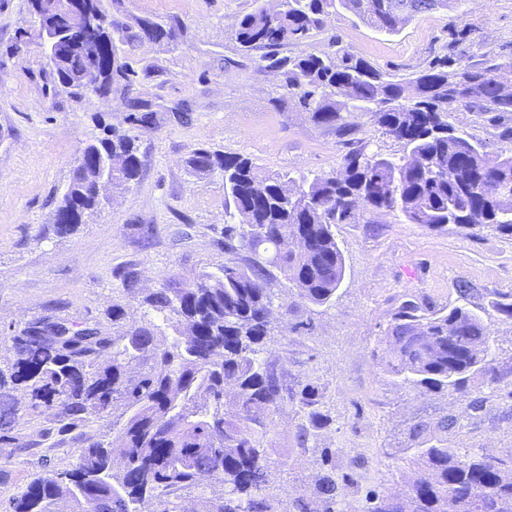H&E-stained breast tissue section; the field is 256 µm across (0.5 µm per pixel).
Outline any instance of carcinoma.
<instances>
[{
    "label": "carcinoma",
    "mask_w": 512,
    "mask_h": 512,
    "mask_svg": "<svg viewBox=\"0 0 512 512\" xmlns=\"http://www.w3.org/2000/svg\"><path fill=\"white\" fill-rule=\"evenodd\" d=\"M275 11L259 6L234 31L246 51L283 78L288 99L318 125L340 137L358 131L355 112L370 114L402 153L385 157L363 148L346 153L329 174H257L240 155L199 148L187 160L197 176L216 171L224 178L229 220L224 252L250 253L246 263L230 260L217 271L165 285L139 287L138 273L123 275V297L148 310L127 321L124 304H112V330L98 320L42 315L7 337L14 362L0 368V447H22L25 424L13 394L23 390L29 415L53 411L67 425L112 419V439H87L77 464L35 475L6 512H59L66 499L73 512H140L146 499L154 512H184L182 502L210 495L208 512H340L342 498L365 492L364 512H512V449L493 456L463 453L448 435L465 427L462 415L486 410L470 382L500 388L512 364L499 359L487 319L512 321V291L500 293L491 309L462 304L437 308L406 295L386 330L379 355L383 371L426 393L453 392L463 414L420 418L407 427L417 471L401 493L364 488L368 458L362 452L336 464L341 449L320 448V468L311 486L284 499L269 479L270 449L263 441L272 415L284 401L297 404L295 437L309 450L333 424L320 386L296 381L285 387L282 358L265 356L275 273L296 287L292 305L322 306L336 297L345 263L336 225L372 223L375 215L401 213L411 224L464 229L492 227L512 237V155L486 160L483 147L448 124L461 107L476 112H512V65L485 56L479 64L463 57L436 56L409 81L399 82L347 47L333 53L283 55L302 44L342 11L387 34L399 32L419 14L446 10L462 0H277ZM39 28L67 27L64 17L36 12ZM110 22L93 39L69 36L59 61L49 66L52 83L71 93L104 97L114 80L131 86L135 71L113 42ZM136 38H173L179 22L138 23ZM129 120L141 130L154 124L148 100H130ZM143 165L138 137L116 130L87 144L54 214L53 228L65 236L95 210L97 181L110 169L112 187L135 180ZM296 236L301 250L285 249ZM175 319L167 338L148 315ZM233 411L226 412L224 407ZM220 491H208L209 483Z\"/></svg>",
    "instance_id": "1"
}]
</instances>
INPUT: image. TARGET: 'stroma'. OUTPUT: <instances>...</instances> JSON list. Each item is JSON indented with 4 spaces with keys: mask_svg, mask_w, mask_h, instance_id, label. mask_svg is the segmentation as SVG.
I'll return each mask as SVG.
<instances>
[{
    "mask_svg": "<svg viewBox=\"0 0 512 512\" xmlns=\"http://www.w3.org/2000/svg\"><path fill=\"white\" fill-rule=\"evenodd\" d=\"M116 26L112 36L137 71L129 91L78 98L48 85L46 61L35 41L31 0H0V361L13 354L4 339L26 321L54 312L106 321L120 293L121 273L138 271L140 285L157 288L195 279L227 261L224 252V179L199 177L186 164L195 149L248 157L259 174H327L347 148L331 129L288 103L277 72L259 52L244 51L233 32L256 0H103ZM180 21L173 39L138 40L137 22ZM471 28L462 49L470 62L483 55L512 64V0H463L460 8L418 15L395 36L343 12L300 50L329 52L341 42L380 70L409 77L448 53L457 30ZM288 47V54H295ZM151 101L152 129L139 132L143 166L121 190L104 189L100 206L78 231L56 235L53 215L82 149L104 127L129 130V101ZM448 122L489 155L512 150L500 125L463 109ZM336 238L345 277L335 301L290 309L284 278L273 283L277 334L271 355L284 359L283 378H317L335 421L321 436L330 448H358L369 459L372 485L401 491L415 465L406 427L457 411L452 394H430L396 384L375 356L391 313L410 292L440 306L456 299L458 281L473 290L472 305H487L512 290V238L490 228L440 230L408 223L397 213L372 224H340ZM309 323L310 334L292 333ZM490 413L450 436L463 452L512 448V419L485 388ZM54 414L24 424L28 445L6 449L0 462V500L24 490L35 474L72 468L81 442L60 432Z\"/></svg>",
    "mask_w": 512,
    "mask_h": 512,
    "instance_id": "1",
    "label": "stroma"
}]
</instances>
